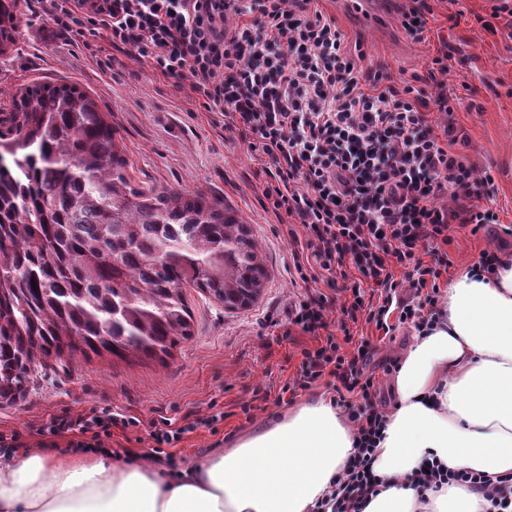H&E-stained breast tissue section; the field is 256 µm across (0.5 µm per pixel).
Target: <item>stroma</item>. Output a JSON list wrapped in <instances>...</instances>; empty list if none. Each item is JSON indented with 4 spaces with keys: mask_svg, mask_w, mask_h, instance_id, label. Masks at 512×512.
Masks as SVG:
<instances>
[{
    "mask_svg": "<svg viewBox=\"0 0 512 512\" xmlns=\"http://www.w3.org/2000/svg\"><path fill=\"white\" fill-rule=\"evenodd\" d=\"M370 2L371 23L343 13L341 0H320L318 7L335 18L348 46L360 47L366 64L384 66L394 79L426 74L431 57L447 52L444 81L455 109L457 149L477 171L493 178L498 223L475 235L451 224L447 242L438 246L450 260L448 276L453 279L485 249L512 253V39L505 28L491 32L481 26V18L491 14L489 0H459L454 20L447 6H435L419 39L400 25L406 0ZM17 13L22 22L14 41L0 47V111L33 83L78 84L100 111L110 113L133 179L158 188L202 191L224 202L250 224L269 278L256 303L241 311H224L188 289L193 335L166 361L66 355L36 367L25 396L0 404V432L15 433L19 442L35 446L54 417L106 409L138 420L134 427L113 428L110 447L147 452L153 446L152 422L166 418L179 427L189 415L199 425L174 450L182 464L223 447L266 414L284 413L320 396L337 400L339 383L330 375L296 396H278L299 371L303 350L320 342L289 327L293 303L312 292L325 295L329 329L335 332L350 294L341 279L333 285L323 278L306 285L296 277L289 219L274 213L263 195V158L238 132L225 129L222 113L204 109L189 85L175 86L148 65L112 49L107 39H98L97 52L85 50L59 31L36 0H19ZM413 333L406 324L386 335L363 318L350 327L354 341L367 344L363 370L374 378L380 408L393 404L392 377L383 366L399 355ZM255 401L259 410L246 418L242 405ZM219 410L223 422L209 428L207 418Z\"/></svg>",
    "mask_w": 512,
    "mask_h": 512,
    "instance_id": "stroma-1",
    "label": "stroma"
}]
</instances>
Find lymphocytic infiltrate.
Instances as JSON below:
<instances>
[{
	"mask_svg": "<svg viewBox=\"0 0 512 512\" xmlns=\"http://www.w3.org/2000/svg\"><path fill=\"white\" fill-rule=\"evenodd\" d=\"M312 0H40L55 24L93 49L108 34L113 49L146 62L175 84L189 83L211 112L265 157L263 194L305 234L293 253L302 282L320 269L335 282L338 269L358 275L353 319L392 332L393 322L428 327L441 298L449 260L418 248L448 238L452 221L479 232L497 215L481 202L491 175H477L454 153L453 124L435 131L427 108L450 115L442 77L448 56L431 58L426 75L394 84L383 69L353 55L334 18ZM237 23L226 26L228 16ZM463 201L461 210L450 209ZM404 268L396 276V268ZM327 298L294 303L289 322L302 331L325 330L317 348L304 351L301 369L284 392L312 387L323 375L339 381V402L357 425L358 445L347 462L334 512H362L379 488L374 472L384 413L372 400L374 381L356 356L343 352L328 330ZM134 417L103 412L58 418L50 435L73 433V448H100L114 425H137ZM413 481L420 492L444 484L467 485L481 494L483 512H512V483L424 462Z\"/></svg>",
	"mask_w": 512,
	"mask_h": 512,
	"instance_id": "lymphocytic-infiltrate-1",
	"label": "lymphocytic infiltrate"
}]
</instances>
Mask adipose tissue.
Listing matches in <instances>:
<instances>
[{
  "instance_id": "obj_1",
  "label": "adipose tissue",
  "mask_w": 512,
  "mask_h": 512,
  "mask_svg": "<svg viewBox=\"0 0 512 512\" xmlns=\"http://www.w3.org/2000/svg\"><path fill=\"white\" fill-rule=\"evenodd\" d=\"M393 390L374 466L383 489L364 512H480L466 486L421 496L410 478L432 459L493 483L512 475V257L449 284L432 329L401 353ZM355 432L320 398L175 474L145 453L0 452V512H318Z\"/></svg>"
}]
</instances>
